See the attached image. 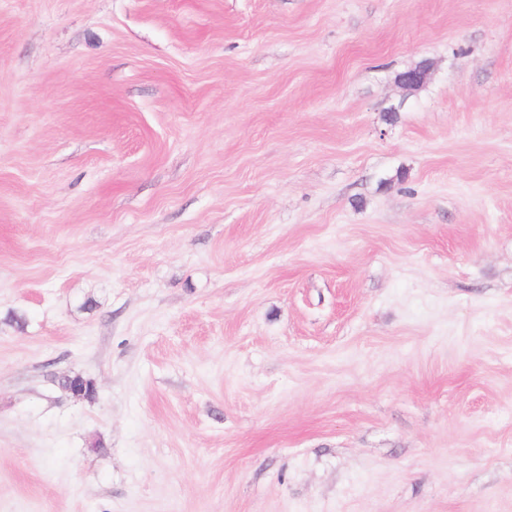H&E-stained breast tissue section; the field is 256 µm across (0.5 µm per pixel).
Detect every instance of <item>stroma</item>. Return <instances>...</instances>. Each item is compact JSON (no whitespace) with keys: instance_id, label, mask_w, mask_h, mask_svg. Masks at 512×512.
<instances>
[{"instance_id":"1","label":"stroma","mask_w":512,"mask_h":512,"mask_svg":"<svg viewBox=\"0 0 512 512\" xmlns=\"http://www.w3.org/2000/svg\"><path fill=\"white\" fill-rule=\"evenodd\" d=\"M0 512H512V0H0Z\"/></svg>"}]
</instances>
